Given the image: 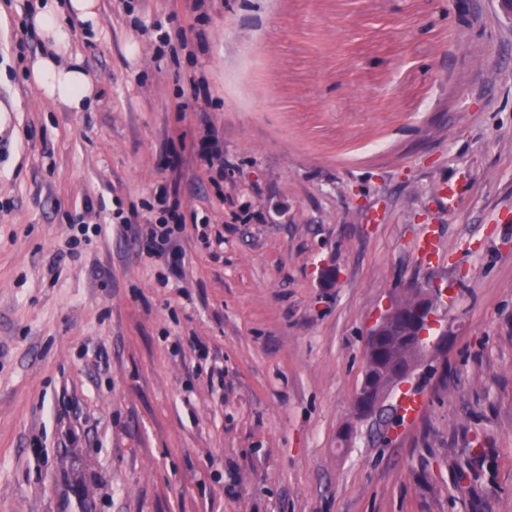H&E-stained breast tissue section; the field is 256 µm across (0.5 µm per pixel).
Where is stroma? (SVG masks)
Returning a JSON list of instances; mask_svg holds the SVG:
<instances>
[{
  "instance_id": "stroma-1",
  "label": "stroma",
  "mask_w": 512,
  "mask_h": 512,
  "mask_svg": "<svg viewBox=\"0 0 512 512\" xmlns=\"http://www.w3.org/2000/svg\"><path fill=\"white\" fill-rule=\"evenodd\" d=\"M31 2L0 0V512H512L495 0H98L95 32L72 24L83 112L24 75ZM173 188L176 273L121 226ZM79 213L103 231L72 259ZM417 287L448 345L389 433L353 399L369 327Z\"/></svg>"
}]
</instances>
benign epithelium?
<instances>
[{
  "label": "benign epithelium",
  "mask_w": 512,
  "mask_h": 512,
  "mask_svg": "<svg viewBox=\"0 0 512 512\" xmlns=\"http://www.w3.org/2000/svg\"><path fill=\"white\" fill-rule=\"evenodd\" d=\"M438 290L417 288L409 305L390 307L368 332L366 363L355 393L356 415L387 422L385 405L393 387L410 377L420 351L425 327L435 318Z\"/></svg>",
  "instance_id": "obj_1"
}]
</instances>
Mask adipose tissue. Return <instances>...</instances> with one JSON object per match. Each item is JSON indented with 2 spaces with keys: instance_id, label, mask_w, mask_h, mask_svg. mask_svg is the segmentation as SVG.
I'll use <instances>...</instances> for the list:
<instances>
[{
  "instance_id": "obj_1",
  "label": "adipose tissue",
  "mask_w": 512,
  "mask_h": 512,
  "mask_svg": "<svg viewBox=\"0 0 512 512\" xmlns=\"http://www.w3.org/2000/svg\"><path fill=\"white\" fill-rule=\"evenodd\" d=\"M96 6V0H36L26 18L27 29L43 44L28 76L44 100L73 112L85 111L92 104L95 83L72 52L70 22L75 19L87 28H96Z\"/></svg>"
}]
</instances>
